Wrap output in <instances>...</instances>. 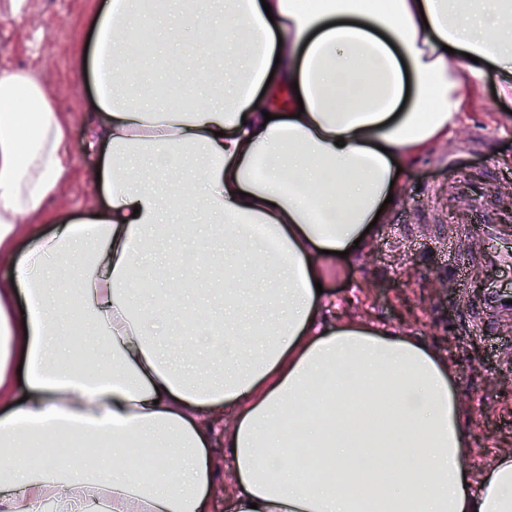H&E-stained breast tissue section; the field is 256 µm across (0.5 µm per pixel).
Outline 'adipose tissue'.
I'll return each instance as SVG.
<instances>
[{
    "mask_svg": "<svg viewBox=\"0 0 512 512\" xmlns=\"http://www.w3.org/2000/svg\"><path fill=\"white\" fill-rule=\"evenodd\" d=\"M107 0L87 66L88 143L105 207L22 222L68 171V127L28 71L0 72V512H210L208 453L231 450L233 512H512V453L472 480L447 364L409 338L325 314L339 252L404 171L447 139L467 90L494 70L512 97V0ZM232 49L220 100L201 82L141 98L130 70L144 26ZM298 90L286 114L278 98ZM206 224L234 271L217 343L211 313L181 320L142 282L170 215ZM27 302L17 315V297ZM327 412L310 404L325 381ZM307 412V423L291 420ZM100 438L115 458L73 467L48 437ZM151 449V479L121 461ZM317 457L300 477L294 449Z\"/></svg>",
    "mask_w": 512,
    "mask_h": 512,
    "instance_id": "adipose-tissue-1",
    "label": "adipose tissue"
}]
</instances>
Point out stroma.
I'll return each mask as SVG.
<instances>
[{"mask_svg":"<svg viewBox=\"0 0 512 512\" xmlns=\"http://www.w3.org/2000/svg\"><path fill=\"white\" fill-rule=\"evenodd\" d=\"M106 0H27L12 15L0 0V71H30L53 93L67 122L76 162L61 179L35 229L52 231L59 214L86 216L102 203L86 177L97 155L83 142L93 92L84 68L95 17ZM491 78L471 86L458 126L447 141L416 157L404 193L390 209L366 252L339 263L328 286L339 315L365 321L422 342L448 364L455 380L473 474L512 450V320L481 331L474 311L490 280L512 285V269L487 267L478 221L500 211L512 229V114ZM461 250L467 273L458 278L449 246Z\"/></svg>","mask_w":512,"mask_h":512,"instance_id":"35a3bbf8","label":"stroma"}]
</instances>
